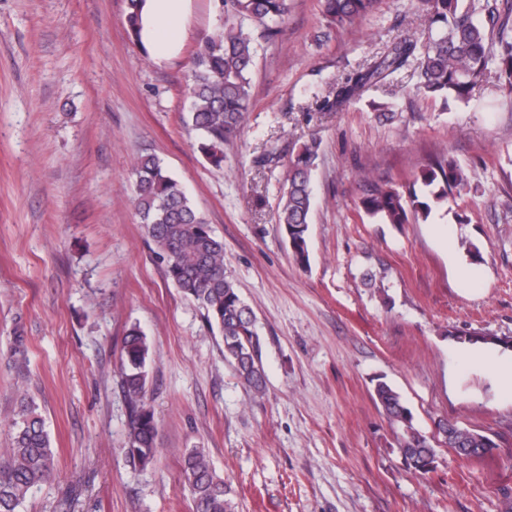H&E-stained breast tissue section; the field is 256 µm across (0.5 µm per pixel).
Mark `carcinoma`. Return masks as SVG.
<instances>
[{"instance_id": "1", "label": "carcinoma", "mask_w": 512, "mask_h": 512, "mask_svg": "<svg viewBox=\"0 0 512 512\" xmlns=\"http://www.w3.org/2000/svg\"><path fill=\"white\" fill-rule=\"evenodd\" d=\"M146 0H126L131 38L142 41ZM224 21L200 45L189 78L185 123L200 135L206 160L224 164V142L235 136L249 111L251 72L257 47L245 21L262 24L285 20L289 0H220ZM328 22L344 27L369 14L377 0H321ZM424 29L399 38L373 63L349 74L336 87L335 98L322 109L338 110L367 87L384 83L407 66L418 72L417 90L444 101H470L475 94L495 92L512 101V0H471L467 10L458 0H420ZM482 20L476 22L473 15ZM319 144L304 143L291 159L288 188L282 198L280 224L285 228L295 262L307 264L311 207V174ZM133 203L140 222L164 264L168 279L196 302L207 324L224 340V358L231 361L245 386L256 394L266 389L261 346L252 309L224 272V241L195 208L185 188L154 155L133 165ZM431 196L440 201L459 196L468 187L465 170L445 154L432 157L420 173ZM360 205L384 224H408L410 217L427 221L429 203L416 191L405 196L390 183L366 180ZM147 337L136 325L122 341V389L131 409L126 454L133 464L150 465L157 454L158 425L146 401L149 358ZM374 396L398 438L404 468L426 474L434 468L435 448L414 423L411 409L383 378L373 379ZM9 444L0 455V512H21L37 489L51 481L56 452L34 401L22 400L9 425ZM182 469L195 512H231L224 478L204 448H189Z\"/></svg>"}]
</instances>
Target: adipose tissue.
<instances>
[{
  "label": "adipose tissue",
  "instance_id": "adipose-tissue-1",
  "mask_svg": "<svg viewBox=\"0 0 512 512\" xmlns=\"http://www.w3.org/2000/svg\"><path fill=\"white\" fill-rule=\"evenodd\" d=\"M186 0H146L145 37L155 60L169 57L185 36L183 13Z\"/></svg>",
  "mask_w": 512,
  "mask_h": 512
}]
</instances>
